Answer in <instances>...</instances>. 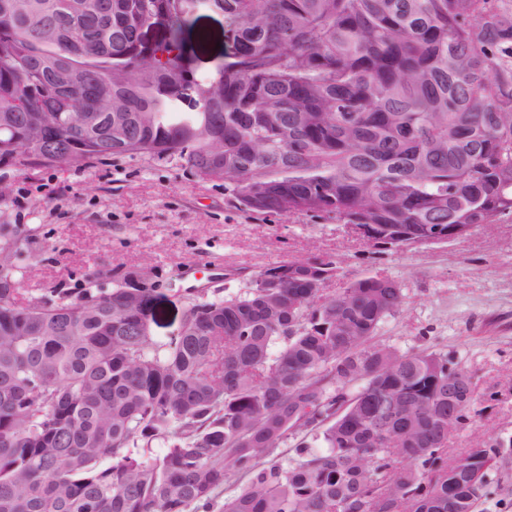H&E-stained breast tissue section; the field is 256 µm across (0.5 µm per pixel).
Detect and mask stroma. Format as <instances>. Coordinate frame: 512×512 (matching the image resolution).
<instances>
[{"label": "stroma", "instance_id": "stroma-1", "mask_svg": "<svg viewBox=\"0 0 512 512\" xmlns=\"http://www.w3.org/2000/svg\"><path fill=\"white\" fill-rule=\"evenodd\" d=\"M185 60L217 74L232 49L222 12L197 6L182 32ZM0 224L28 234L17 273L26 300L48 288H73L88 271L158 270L176 281L156 305L153 338L177 333L185 291H241L265 266L332 256L338 275L325 294L351 280L384 274L405 295L374 344L402 352L434 350L467 366L485 410L455 434L452 447L512 436V223L464 240L380 253L344 225L308 215L243 212L224 182L149 157L82 167L0 166Z\"/></svg>", "mask_w": 512, "mask_h": 512}]
</instances>
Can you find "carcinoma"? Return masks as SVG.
<instances>
[{
  "instance_id": "obj_1",
  "label": "carcinoma",
  "mask_w": 512,
  "mask_h": 512,
  "mask_svg": "<svg viewBox=\"0 0 512 512\" xmlns=\"http://www.w3.org/2000/svg\"><path fill=\"white\" fill-rule=\"evenodd\" d=\"M26 2L0 0V166L150 156L245 212L367 225L395 251L512 222V0H185L148 56L126 4L169 0ZM200 3L239 54L222 95L189 76L194 109L165 70ZM29 16L62 29L54 49ZM0 254V512H212L230 471L248 482L220 512H476L512 450L448 456V390L458 430L476 387L446 353L371 344L405 302L389 276L325 297L336 259L281 262L187 296L162 342L149 316L172 282L95 270L22 303L8 224Z\"/></svg>"
}]
</instances>
